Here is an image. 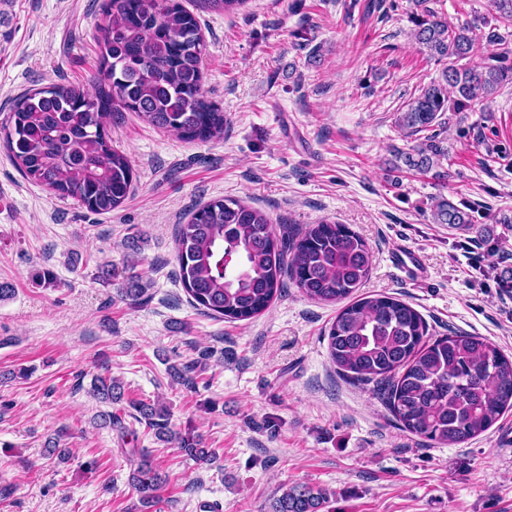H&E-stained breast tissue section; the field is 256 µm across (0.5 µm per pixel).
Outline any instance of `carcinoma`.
Here are the masks:
<instances>
[{"label": "carcinoma", "mask_w": 512, "mask_h": 512, "mask_svg": "<svg viewBox=\"0 0 512 512\" xmlns=\"http://www.w3.org/2000/svg\"><path fill=\"white\" fill-rule=\"evenodd\" d=\"M201 8L224 15L250 0H198ZM431 0H416L411 32L420 50L448 61L441 78L419 88L401 108L396 124L407 138L434 127L446 129L447 112H463L512 85V0H493L494 24L485 34L492 50L470 66L474 28L453 26ZM106 27L98 42V74L93 91L50 86L20 97L3 126L4 145L21 174L60 196L78 199L104 214L125 202L134 172L125 153L112 145L107 126L119 114L135 112L148 124L185 141H220L228 117L205 97L206 45L195 15L180 0H104ZM393 169L420 173L441 170L448 149L438 134L405 152L395 150ZM436 224L465 228L470 212L445 196L434 198ZM178 276L190 302L215 318L247 321L281 295L289 278L307 298L323 304L347 301L328 331V352L344 377L375 383L392 417L403 429L439 445L455 446L491 428L512 409V359L482 336L454 333L427 340L422 315L399 299L355 298L369 278L372 252L346 224L322 221L297 233L278 234L268 214L233 198L195 207L175 235ZM122 299L143 301L147 285L135 265L122 268ZM197 362L169 368L174 383L192 389ZM90 393L118 404V380L97 376ZM135 420L161 442L177 441L198 465H210L214 450L202 440L175 436L170 411L154 401H131ZM132 483L143 505L151 507L165 477L151 454L133 448ZM335 492L306 483L283 485L267 512H325Z\"/></svg>", "instance_id": "obj_1"}]
</instances>
